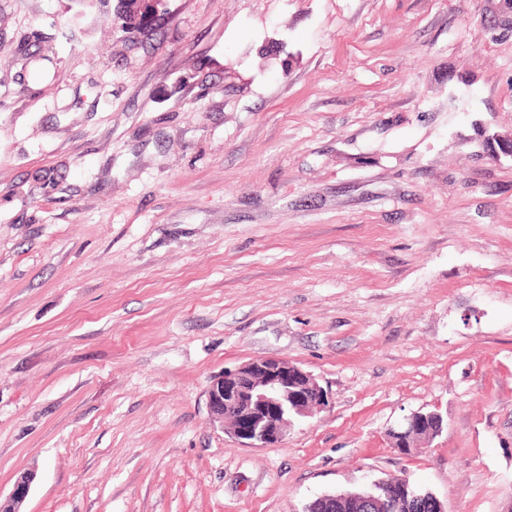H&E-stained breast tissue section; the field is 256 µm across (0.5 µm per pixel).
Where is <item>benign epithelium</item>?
Segmentation results:
<instances>
[{
  "instance_id": "obj_1",
  "label": "benign epithelium",
  "mask_w": 512,
  "mask_h": 512,
  "mask_svg": "<svg viewBox=\"0 0 512 512\" xmlns=\"http://www.w3.org/2000/svg\"><path fill=\"white\" fill-rule=\"evenodd\" d=\"M164 0H135L133 9L160 16ZM491 158L512 159V136H487ZM208 408L213 422L229 424V433L249 448L280 444L294 424L322 411L330 404L327 389L310 372L286 358L250 361L211 381ZM443 418L436 411L411 414L404 427L392 433L393 446L402 454L411 451L414 442L430 440L443 432ZM37 477L36 468L24 471L14 482L10 493L0 497V512L24 510L31 487ZM350 507L360 509L373 504L382 512H394L408 500V489L397 477L374 482L371 492L346 496Z\"/></svg>"
}]
</instances>
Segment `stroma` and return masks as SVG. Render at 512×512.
Listing matches in <instances>:
<instances>
[{"label": "stroma", "instance_id": "stroma-1", "mask_svg": "<svg viewBox=\"0 0 512 512\" xmlns=\"http://www.w3.org/2000/svg\"><path fill=\"white\" fill-rule=\"evenodd\" d=\"M0 0V492L27 512H304L402 476L512 507L504 0ZM330 393L239 446L206 390ZM444 418L409 454L392 429ZM211 419L249 448L280 444L297 421L330 404L327 389L288 358L250 361L211 381ZM36 477V468L27 469L15 480L5 498H2L0 492V512H27L24 507Z\"/></svg>", "mask_w": 512, "mask_h": 512}]
</instances>
